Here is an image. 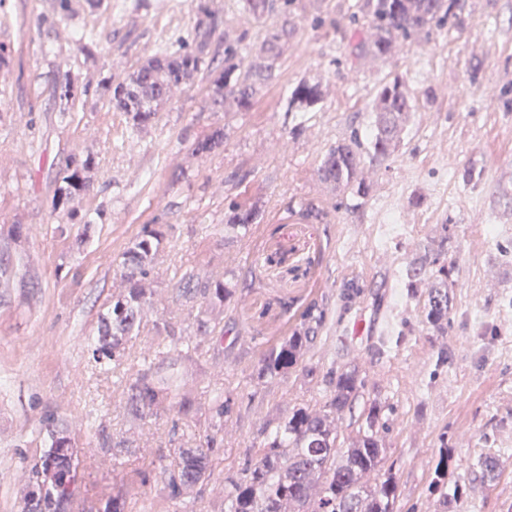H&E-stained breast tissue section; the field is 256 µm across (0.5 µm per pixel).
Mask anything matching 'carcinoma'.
Segmentation results:
<instances>
[{
  "mask_svg": "<svg viewBox=\"0 0 512 512\" xmlns=\"http://www.w3.org/2000/svg\"><path fill=\"white\" fill-rule=\"evenodd\" d=\"M289 0H241V10L249 18L260 20L288 6ZM466 0H364L361 14L371 29V37L355 46L383 58L391 55L398 40H407L420 32L454 25L460 19ZM288 35L286 28L270 34L264 56L248 61L238 45L224 42V68L213 77L212 102L245 110L251 106L259 86L273 77L278 58L277 43ZM206 43L195 49L184 47L173 52L156 53L144 60L125 80L107 83L102 95L111 108L121 112L134 128L144 127L157 116L158 106L168 99L174 86L191 84L201 69ZM320 100L319 84L301 80L288 97V108H310ZM374 121L364 135L354 131L346 140L326 150L318 169L321 181L348 193L357 200L370 194V186L358 178L364 158L382 162L399 146V134L412 112V102L404 81L396 77L383 83L376 96ZM94 160L79 152L69 155L55 194V207L74 214L83 195L90 189ZM261 207L228 206L225 224L233 237L246 236L259 224ZM163 232L147 224L142 232L115 258L116 270L124 290L112 297V304L100 318L97 338L88 352L87 369L97 379L112 376L119 380L124 396L123 415L138 421H157L176 416L173 424L195 419L201 397L208 398V427L193 441L176 439L168 431V454L150 444L132 446L115 441L98 430L97 452L91 464L110 459L116 463L128 454H138L149 464H159L166 475L169 497L183 502L212 475L210 454L224 443V421L231 418L240 393L224 389L217 381L202 392L188 387L187 376L195 364L194 355L201 346L196 338L221 336L213 313L229 309L238 300V288L229 278L183 275L185 286L174 289L171 302L176 307L198 302L195 337L168 319L155 323L156 336L169 341L164 349L153 344L140 348L129 370H120L126 357L130 336L142 322L143 314L154 305L150 288L160 254ZM455 263L448 262V225H441L439 236L423 246L401 277L409 297L416 295L423 281H430L423 307V322L443 332L448 328V279ZM326 320V311L317 303L302 313L301 321L276 346L265 352L252 378L258 382L281 380L303 364L315 349L318 329ZM363 380L356 371L330 372L326 401L318 409L294 407L282 418L275 431L266 435L257 455L248 460L240 476L224 480L225 512H394L398 483L390 472L382 471L386 448L379 432L385 428L382 407L373 403L365 416V426L343 448L338 444L336 416L351 408ZM44 429L49 448L31 464L21 467L28 482L39 480L51 466L60 484L73 481L77 474V451L71 438L70 423L50 414ZM505 462L496 455L479 457L476 466L485 480L497 478ZM376 474L375 483L365 481ZM73 501L50 485L39 490L26 503L25 512H71Z\"/></svg>",
  "mask_w": 512,
  "mask_h": 512,
  "instance_id": "obj_1",
  "label": "carcinoma"
}]
</instances>
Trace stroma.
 I'll list each match as a JSON object with an SVG mask.
<instances>
[{"label": "stroma", "instance_id": "35a3bbf8", "mask_svg": "<svg viewBox=\"0 0 512 512\" xmlns=\"http://www.w3.org/2000/svg\"><path fill=\"white\" fill-rule=\"evenodd\" d=\"M361 2L290 0L287 14L253 21L238 0H70L63 16L58 0H0V512L24 510L21 466L45 449L47 413L87 420L72 433L82 452L96 444L95 424L137 444L150 438V425L120 413L111 381L87 373L98 320L121 287L114 259L146 224L167 235L155 271L159 307L192 267L232 271L239 285L220 321L223 345L199 351L190 381L202 388L220 372L226 387L247 388L254 399L225 423L194 512H224L225 477L240 473L295 404L324 403L331 369L356 370L364 381L351 411L336 419L339 439L356 435L371 403L383 408V467L398 482L396 512H437L443 449L448 482H463L460 512H512V0H467L454 27L419 34L385 59L353 50L368 35L353 21ZM209 16L220 26L194 84L131 131L100 97L101 84L192 42ZM283 27L275 74L250 108L213 104L225 40L254 58ZM64 75L73 84L67 100L55 90ZM396 76L414 111L398 149L361 165L371 191L356 207L319 181L317 167L331 144L369 128L379 86ZM303 78L319 82L321 99L289 110ZM219 131L223 146L198 152ZM75 151L93 155L97 168L72 216L55 208L54 196ZM469 167L470 182L462 177ZM232 202L260 203L251 237L225 239ZM310 203L319 219L304 216ZM390 219L408 233L385 238ZM14 224L20 235L11 240L5 231ZM443 227L456 270L450 323L440 333L422 320L425 292L408 297L398 275ZM346 279L363 289L348 308L339 299ZM313 302L327 311L307 360L314 376L296 370L249 383L262 354ZM379 336L397 339L381 357L372 351ZM486 453L507 459L499 477H467ZM80 480L76 512H102L118 490L128 512H175L159 471L136 458L83 471Z\"/></svg>", "mask_w": 512, "mask_h": 512}]
</instances>
